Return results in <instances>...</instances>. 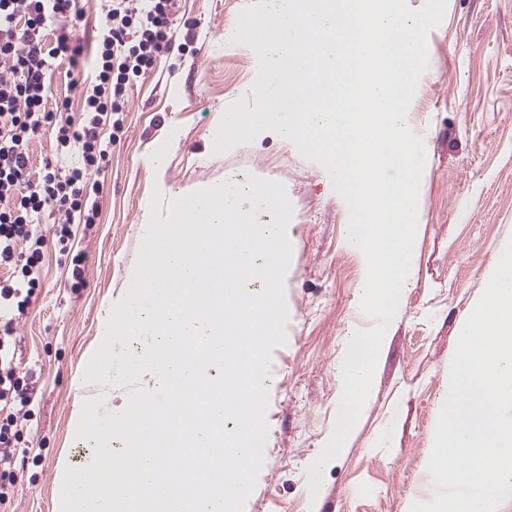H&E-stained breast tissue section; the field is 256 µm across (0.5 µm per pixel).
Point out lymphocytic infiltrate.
Here are the masks:
<instances>
[{"label":"lymphocytic infiltrate","instance_id":"lymphocytic-infiltrate-1","mask_svg":"<svg viewBox=\"0 0 512 512\" xmlns=\"http://www.w3.org/2000/svg\"><path fill=\"white\" fill-rule=\"evenodd\" d=\"M176 8L177 0H112L96 12L94 40L87 50L76 34L47 31L59 18L83 22L81 0H0V265L15 271L11 282L0 283V403L9 409L0 423V506L9 502L8 482L16 477L14 410L31 402L15 377L9 338L16 313L40 283L46 238L39 221L45 213L57 214L55 243L63 253L73 248L74 223H95L103 192L96 176L110 149L100 128H122L129 90L173 46ZM85 59L93 81L77 122L67 107L48 110L45 90L61 64L76 68ZM45 129L52 131L57 153L78 148L79 162H45L34 181L28 145Z\"/></svg>","mask_w":512,"mask_h":512}]
</instances>
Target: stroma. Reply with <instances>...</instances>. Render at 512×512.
<instances>
[{"label": "stroma", "instance_id": "1", "mask_svg": "<svg viewBox=\"0 0 512 512\" xmlns=\"http://www.w3.org/2000/svg\"><path fill=\"white\" fill-rule=\"evenodd\" d=\"M254 2L179 0L172 52L129 92L99 175L98 220L75 227L85 287L69 288L71 264L53 247L44 251L40 286L15 322L16 372L32 402L18 418L28 452L9 512H59L57 473L82 453L74 432L82 404L111 390L84 383L83 372L136 263L156 182L148 153L166 140L164 180L173 188L189 193L228 172L251 174L282 183L293 206L287 341L273 349L262 380L265 462L244 512H405L434 486L426 446L458 325L512 238V0H447L428 35L429 66L408 109L426 152L412 286L361 417L315 497L306 469L335 427L343 337L374 321L360 309V260L343 241L348 210L324 168L270 131L212 152L219 112L255 101L252 53L224 39Z\"/></svg>", "mask_w": 512, "mask_h": 512}]
</instances>
